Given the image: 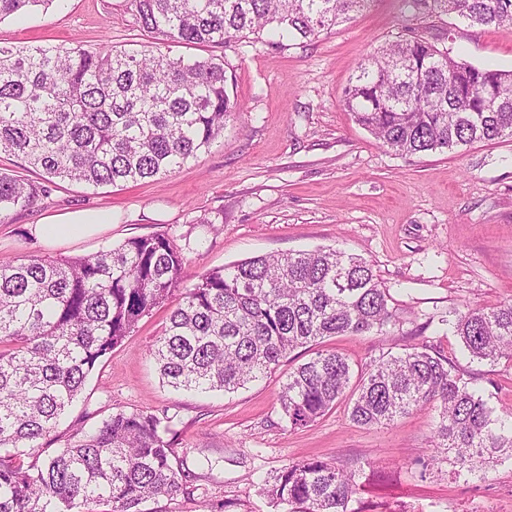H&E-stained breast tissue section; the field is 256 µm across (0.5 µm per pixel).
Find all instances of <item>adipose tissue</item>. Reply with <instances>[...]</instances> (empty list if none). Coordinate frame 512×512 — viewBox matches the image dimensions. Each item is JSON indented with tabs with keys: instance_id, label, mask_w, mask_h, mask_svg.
<instances>
[{
	"instance_id": "adipose-tissue-1",
	"label": "adipose tissue",
	"mask_w": 512,
	"mask_h": 512,
	"mask_svg": "<svg viewBox=\"0 0 512 512\" xmlns=\"http://www.w3.org/2000/svg\"><path fill=\"white\" fill-rule=\"evenodd\" d=\"M112 226L105 212H66L30 225L29 233L48 248L65 246L71 242L103 234Z\"/></svg>"
}]
</instances>
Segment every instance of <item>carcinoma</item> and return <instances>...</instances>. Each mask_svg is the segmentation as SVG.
<instances>
[{"label": "carcinoma", "mask_w": 512, "mask_h": 512, "mask_svg": "<svg viewBox=\"0 0 512 512\" xmlns=\"http://www.w3.org/2000/svg\"><path fill=\"white\" fill-rule=\"evenodd\" d=\"M54 0H0V21ZM137 49L0 46V155L35 184L0 169V220L56 180L116 186L171 173L210 150L241 110L224 56L185 59L162 48H217L248 33L313 39L369 0H132ZM419 13L512 25V0H412ZM343 106L396 154L453 151L512 137V70L479 68L417 36L361 60ZM185 258L165 234L129 238L82 257L0 264V512H143L189 496L171 418L118 411L43 454L44 441L88 375L154 308L168 323L149 349L176 392H234L298 347L312 356L279 392L290 428L307 427L349 397L350 420L386 427L438 410L421 474L446 460L456 476L512 462V409L500 416L424 344L352 368L320 348L396 324L389 289L364 258L331 249L258 255L183 282ZM470 357L512 362V304L469 307L451 322ZM357 473L309 458L264 478L260 494L285 512H351Z\"/></svg>", "instance_id": "cac0c4a2"}]
</instances>
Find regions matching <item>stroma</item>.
Segmentation results:
<instances>
[{
    "mask_svg": "<svg viewBox=\"0 0 512 512\" xmlns=\"http://www.w3.org/2000/svg\"><path fill=\"white\" fill-rule=\"evenodd\" d=\"M410 32L463 62L512 70V28L471 26L445 13L423 17L403 0H371L331 33L280 48L248 36L224 50L242 110L209 152L177 172L121 187L50 186L0 222V263L85 256L152 234L174 239L191 275L263 254L345 250L372 264L399 323L383 335L327 339L325 348L358 368L424 341L491 408L512 406V363L462 355L446 325L466 307L512 302V137L404 158L342 103L359 60ZM140 39L131 0H54L0 22V45L129 49ZM82 209L111 212V228L54 250L33 242L29 225ZM168 314L163 306L138 322L51 433L58 448L73 426L91 430L117 411L167 413L177 460L193 471L207 458L213 469L193 496L150 500L143 512H282L259 495L258 476L312 457L358 470L351 512H512L511 463L462 479L442 462L419 475L415 460L429 446L435 410L367 427L351 422L342 403L291 429L278 395L308 349H295L274 373L234 393H173L148 352Z\"/></svg>",
    "mask_w": 512,
    "mask_h": 512,
    "instance_id": "obj_1",
    "label": "stroma"
}]
</instances>
